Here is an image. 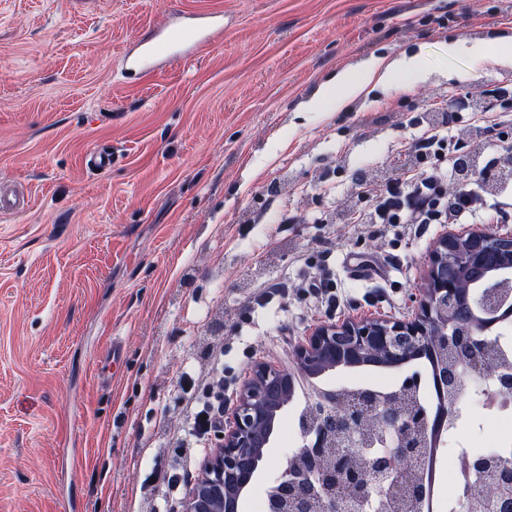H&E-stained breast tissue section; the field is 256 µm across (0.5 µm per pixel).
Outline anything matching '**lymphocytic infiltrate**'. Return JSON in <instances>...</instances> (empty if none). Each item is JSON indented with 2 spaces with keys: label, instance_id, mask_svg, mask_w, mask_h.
<instances>
[{
  "label": "lymphocytic infiltrate",
  "instance_id": "obj_1",
  "mask_svg": "<svg viewBox=\"0 0 512 512\" xmlns=\"http://www.w3.org/2000/svg\"><path fill=\"white\" fill-rule=\"evenodd\" d=\"M448 158L434 126H426L402 171L392 179L360 185V207L348 214L353 224L460 223L474 209L477 195L506 184L512 177V146L491 151L485 164L464 185L449 192ZM207 398L192 411L197 442L218 434L224 425V393L207 386Z\"/></svg>",
  "mask_w": 512,
  "mask_h": 512
}]
</instances>
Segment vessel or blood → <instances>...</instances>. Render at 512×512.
<instances>
[{
	"label": "vessel or blood",
	"mask_w": 512,
	"mask_h": 512,
	"mask_svg": "<svg viewBox=\"0 0 512 512\" xmlns=\"http://www.w3.org/2000/svg\"><path fill=\"white\" fill-rule=\"evenodd\" d=\"M223 35V16H188L140 39L124 56V67L126 70L146 75L151 73L158 63L211 46Z\"/></svg>",
	"instance_id": "b4317fda"
}]
</instances>
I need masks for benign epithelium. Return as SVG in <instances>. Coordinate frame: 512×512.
<instances>
[{"label": "benign epithelium", "instance_id": "7a95c632", "mask_svg": "<svg viewBox=\"0 0 512 512\" xmlns=\"http://www.w3.org/2000/svg\"><path fill=\"white\" fill-rule=\"evenodd\" d=\"M408 320L364 319L327 323L294 347L297 369L308 375L367 365L399 369L412 355L442 360L446 398L440 420L450 425L466 410L464 378L475 375L497 391H512V373L497 364L498 342L484 325L512 305V234L488 229L447 232L432 250L426 283ZM465 303L477 310L471 326L457 317ZM421 378L406 376L381 396L369 388L353 392L319 387L298 416L303 448L290 457L272 484L267 512H357L380 502L379 512H398L393 490L402 486L414 502L425 489L415 469L427 449L437 447L435 421L427 410L408 411L401 394L419 393ZM293 400V372L267 362L250 367L225 414L224 432L202 463L184 512H238L243 492L265 462L276 428ZM389 442L378 448L376 443ZM499 489L491 498L471 492V478ZM453 512H512V466L472 454Z\"/></svg>", "mask_w": 512, "mask_h": 512}]
</instances>
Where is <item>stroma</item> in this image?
Returning <instances> with one entry per match:
<instances>
[{
  "instance_id": "obj_1",
  "label": "stroma",
  "mask_w": 512,
  "mask_h": 512,
  "mask_svg": "<svg viewBox=\"0 0 512 512\" xmlns=\"http://www.w3.org/2000/svg\"><path fill=\"white\" fill-rule=\"evenodd\" d=\"M208 12L224 15L221 42L124 72L143 34ZM506 41L512 0H0V186L31 196L0 216V512H183L207 454L183 378L240 382L258 360L291 370L318 325L410 317L446 225L357 226L347 212L369 174H397L425 104L512 83L511 55L471 52ZM411 55L413 91L398 73L306 110L342 68ZM439 130L475 151L486 139L471 112ZM95 148L109 169L87 166ZM354 257L385 275L351 278ZM319 277L334 303L311 294ZM272 278L286 291L257 301ZM115 339L121 363L102 365ZM405 374L317 383L390 389ZM480 423L470 407L437 459L480 450ZM300 445L286 414L240 512H262Z\"/></svg>"
}]
</instances>
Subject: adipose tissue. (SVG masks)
Returning <instances> with one entry per match:
<instances>
[{
  "mask_svg": "<svg viewBox=\"0 0 512 512\" xmlns=\"http://www.w3.org/2000/svg\"><path fill=\"white\" fill-rule=\"evenodd\" d=\"M419 63L416 58L390 60L373 57L357 67L342 70L334 83L328 84L309 102L308 108L313 112L327 111L330 105H343L346 99L365 92L369 86L388 83L399 71L417 73Z\"/></svg>",
  "mask_w": 512,
  "mask_h": 512,
  "instance_id": "ef3b65f1",
  "label": "adipose tissue"
}]
</instances>
